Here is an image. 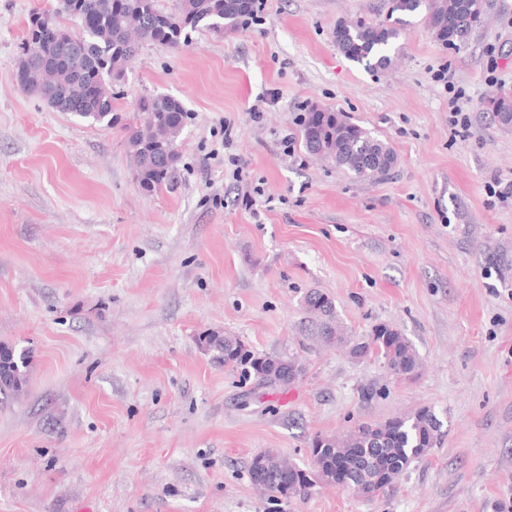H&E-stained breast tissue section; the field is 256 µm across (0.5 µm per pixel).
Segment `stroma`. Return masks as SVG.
<instances>
[{"label":"stroma","mask_w":512,"mask_h":512,"mask_svg":"<svg viewBox=\"0 0 512 512\" xmlns=\"http://www.w3.org/2000/svg\"><path fill=\"white\" fill-rule=\"evenodd\" d=\"M489 3L456 50L411 18L381 73L333 32L386 21L388 0H263L249 26L146 44L117 113L163 93L188 114L175 179L146 194L121 127L15 83L28 20L56 0H0V342L32 355L25 393L0 400V512H512V202L490 192L512 182V129L487 106L512 91V0ZM455 88L472 117L457 136ZM313 106L388 142L393 168L361 181L312 159ZM227 121L238 175L211 155ZM311 289L349 339L397 329L417 375L318 342ZM207 330L305 371L261 385L200 349ZM423 409L440 438L387 495L273 502L250 481L258 452L310 471L314 435Z\"/></svg>","instance_id":"35a3bbf8"}]
</instances>
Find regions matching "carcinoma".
Instances as JSON below:
<instances>
[{
	"label": "carcinoma",
	"instance_id": "1",
	"mask_svg": "<svg viewBox=\"0 0 512 512\" xmlns=\"http://www.w3.org/2000/svg\"><path fill=\"white\" fill-rule=\"evenodd\" d=\"M254 10V0H178L177 10L163 13L156 0H59L52 12L30 16L23 55L16 71L17 86L50 107L110 128L118 123L112 81L125 75L127 64L146 42L176 48L186 45L200 28L234 30ZM394 19L372 24L341 21L333 32L336 47L351 61L370 69L392 64L390 52L407 18L420 16L431 37L455 49L474 30L486 24L487 0H391ZM70 19L75 29L61 25ZM498 124L512 128V95L498 91L487 101ZM187 112L180 100L167 94L140 99L136 122L123 126L139 187L153 193L173 178L179 162L177 140ZM301 136L307 152L353 176L376 180L396 162L392 148L340 112L312 109L302 118ZM305 310L314 319V336L325 345L350 344L355 358L373 354L403 378L413 377L420 359L401 333L386 324L371 336L353 343L336 318L332 299L309 292ZM201 348L226 367L244 366L258 381L286 387L304 371L295 356L256 354L237 336L206 331ZM30 351L0 343V398L18 397L27 383ZM440 437V422L429 410L383 423H362L342 436L316 435L311 441L314 471L300 468L289 458L265 450L256 454L261 465L250 462L252 485L271 500L304 496L313 481L338 484L369 499L386 494L410 464L426 455Z\"/></svg>",
	"mask_w": 512,
	"mask_h": 512
}]
</instances>
